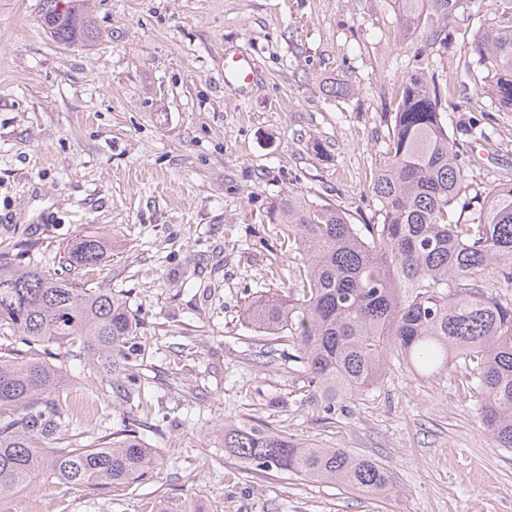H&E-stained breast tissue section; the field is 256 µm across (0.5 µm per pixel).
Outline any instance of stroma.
Returning a JSON list of instances; mask_svg holds the SVG:
<instances>
[{
	"label": "stroma",
	"mask_w": 512,
	"mask_h": 512,
	"mask_svg": "<svg viewBox=\"0 0 512 512\" xmlns=\"http://www.w3.org/2000/svg\"><path fill=\"white\" fill-rule=\"evenodd\" d=\"M493 0L448 19L437 75L448 131L473 162L470 194L512 183V111L465 76ZM38 0H0V251L62 271L67 246L104 238L94 280L137 322L131 353L145 399L115 401L80 362L58 400L93 422L136 423L158 470L90 490L49 483L0 512H512V450L477 419L466 371L423 378L392 362L325 419L305 403L295 348L262 336L247 306L290 284L293 260L268 208L303 192L356 224L381 221L369 184L385 149V96L422 43L398 37L388 0H96L100 35L54 41ZM254 58L247 88L224 57ZM346 93L329 95L332 83ZM227 423L372 458L392 474L372 497L263 469L225 451Z\"/></svg>",
	"instance_id": "1"
}]
</instances>
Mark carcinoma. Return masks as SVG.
<instances>
[{"mask_svg":"<svg viewBox=\"0 0 512 512\" xmlns=\"http://www.w3.org/2000/svg\"><path fill=\"white\" fill-rule=\"evenodd\" d=\"M495 24L478 30L474 59L463 68L500 106L512 109V0ZM400 31L416 33L429 49L443 41L448 15L463 0H392ZM41 25L58 43L85 46L98 37L92 0H39ZM431 62L397 85L384 160L371 192L382 223L359 226L336 205L304 193L272 204L288 252L298 260L295 283L251 302L246 320L257 331L296 344L308 400L327 418L378 384L392 360L432 376L460 362L481 395L478 419L499 448L512 449V185L483 199L477 221H448L468 188L470 161L442 120L448 88ZM105 252L103 239L84 235L64 264L90 269ZM136 322L112 289L88 280L46 274L0 252V338L25 346L0 354V504L41 482L98 489L140 478L158 465L133 429L70 434L80 414L52 399L78 360L101 375L119 398L142 395L128 356ZM60 348L50 363L42 348ZM224 447L264 469L286 470L314 482L340 484L372 496L392 487L380 462L354 457L251 426L224 425Z\"/></svg>","mask_w":512,"mask_h":512,"instance_id":"obj_1","label":"carcinoma"}]
</instances>
